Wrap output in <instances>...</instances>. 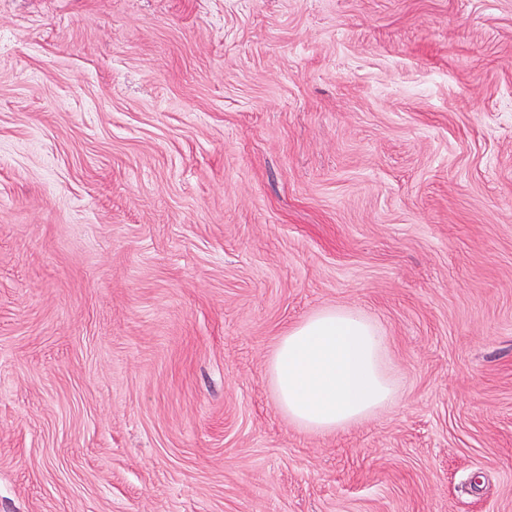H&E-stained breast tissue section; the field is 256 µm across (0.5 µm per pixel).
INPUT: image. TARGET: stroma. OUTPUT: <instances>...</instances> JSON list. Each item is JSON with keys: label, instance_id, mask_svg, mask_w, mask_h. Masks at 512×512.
Returning a JSON list of instances; mask_svg holds the SVG:
<instances>
[{"label": "stroma", "instance_id": "stroma-1", "mask_svg": "<svg viewBox=\"0 0 512 512\" xmlns=\"http://www.w3.org/2000/svg\"><path fill=\"white\" fill-rule=\"evenodd\" d=\"M0 512H512V0H0ZM385 336L359 311L324 308L281 336L270 373L279 408L312 431L338 432L395 402Z\"/></svg>", "mask_w": 512, "mask_h": 512}]
</instances>
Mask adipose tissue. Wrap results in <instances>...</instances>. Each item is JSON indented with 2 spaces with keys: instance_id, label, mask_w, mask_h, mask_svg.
I'll use <instances>...</instances> for the list:
<instances>
[{
  "instance_id": "obj_1",
  "label": "adipose tissue",
  "mask_w": 512,
  "mask_h": 512,
  "mask_svg": "<svg viewBox=\"0 0 512 512\" xmlns=\"http://www.w3.org/2000/svg\"><path fill=\"white\" fill-rule=\"evenodd\" d=\"M386 341L359 311L325 308L281 336L270 373L279 408L312 431L338 432L393 405Z\"/></svg>"
}]
</instances>
